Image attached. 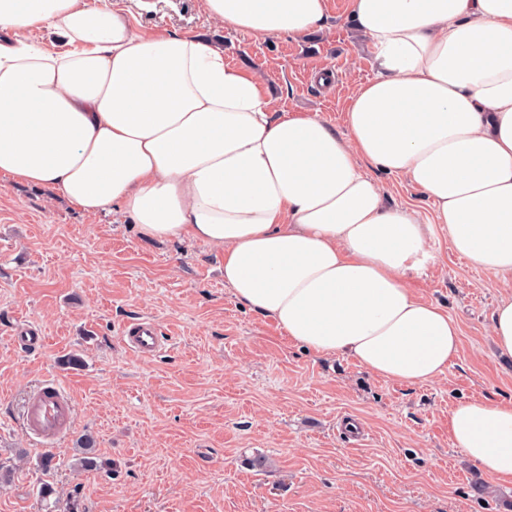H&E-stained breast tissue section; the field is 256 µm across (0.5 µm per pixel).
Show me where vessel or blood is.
I'll return each instance as SVG.
<instances>
[{
	"mask_svg": "<svg viewBox=\"0 0 512 512\" xmlns=\"http://www.w3.org/2000/svg\"><path fill=\"white\" fill-rule=\"evenodd\" d=\"M123 340L137 354L160 352L167 343L157 324L148 319L128 323ZM74 415V402L65 387L58 380L49 379L28 394L21 424L28 435L52 444L70 433Z\"/></svg>",
	"mask_w": 512,
	"mask_h": 512,
	"instance_id": "vessel-or-blood-1",
	"label": "vessel or blood"
}]
</instances>
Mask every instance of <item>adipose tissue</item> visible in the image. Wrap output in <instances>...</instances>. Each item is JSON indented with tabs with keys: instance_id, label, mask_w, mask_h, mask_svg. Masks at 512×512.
<instances>
[{
	"instance_id": "adipose-tissue-1",
	"label": "adipose tissue",
	"mask_w": 512,
	"mask_h": 512,
	"mask_svg": "<svg viewBox=\"0 0 512 512\" xmlns=\"http://www.w3.org/2000/svg\"><path fill=\"white\" fill-rule=\"evenodd\" d=\"M203 2L258 40L332 30L328 0ZM346 20L377 69L339 133L275 115L262 75L200 35L138 34L86 0H0V181L220 249L234 298L288 341L406 385L459 351L454 322L410 286L442 229L500 285L491 335L512 358V0H349ZM47 30L65 50L30 42ZM369 166L414 185L432 223L388 206ZM448 429L512 483L511 403L458 402Z\"/></svg>"
}]
</instances>
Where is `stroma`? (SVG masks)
<instances>
[{
	"label": "stroma",
	"mask_w": 512,
	"mask_h": 512,
	"mask_svg": "<svg viewBox=\"0 0 512 512\" xmlns=\"http://www.w3.org/2000/svg\"><path fill=\"white\" fill-rule=\"evenodd\" d=\"M137 33L193 32L224 44L228 64L259 70L280 113H318L344 132L348 95L374 73L370 44L329 0L328 35L257 40L208 20L202 0H114ZM333 73L319 85L322 66ZM388 203L432 216L405 179L374 172ZM411 281L446 311L460 349L422 385L376 377L346 356L320 357L282 338L275 322L239 304L224 255L189 240L148 239L132 217L89 213L43 189L0 193V512H47L38 491L79 492L85 512H512V484L478 470L456 448L448 412L460 401H512V359L490 335L498 284L455 255L448 235ZM137 318L170 341L127 349ZM41 329L43 348L13 343L17 323ZM79 356V367L67 365ZM76 404L71 435L46 446L20 411L43 380ZM92 433L104 466L81 471L78 436ZM53 454L50 471L40 460ZM264 470L250 467L254 457Z\"/></svg>",
	"instance_id": "35a3bbf8"
}]
</instances>
